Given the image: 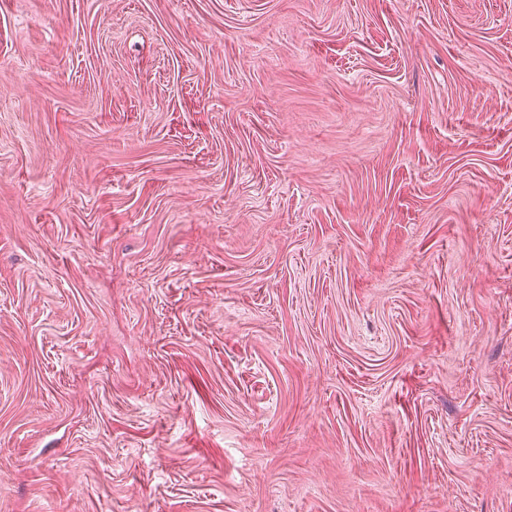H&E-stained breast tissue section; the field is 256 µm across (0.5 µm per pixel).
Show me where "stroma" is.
<instances>
[{
	"label": "stroma",
	"mask_w": 512,
	"mask_h": 512,
	"mask_svg": "<svg viewBox=\"0 0 512 512\" xmlns=\"http://www.w3.org/2000/svg\"><path fill=\"white\" fill-rule=\"evenodd\" d=\"M0 512H512V0H0Z\"/></svg>",
	"instance_id": "1"
}]
</instances>
